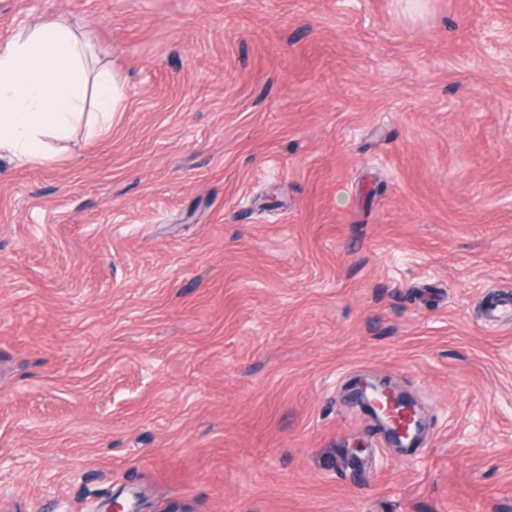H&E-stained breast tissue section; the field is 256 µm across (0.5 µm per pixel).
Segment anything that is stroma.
<instances>
[{
  "mask_svg": "<svg viewBox=\"0 0 512 512\" xmlns=\"http://www.w3.org/2000/svg\"><path fill=\"white\" fill-rule=\"evenodd\" d=\"M53 19L126 99L0 160V512H512V0Z\"/></svg>",
  "mask_w": 512,
  "mask_h": 512,
  "instance_id": "1",
  "label": "stroma"
}]
</instances>
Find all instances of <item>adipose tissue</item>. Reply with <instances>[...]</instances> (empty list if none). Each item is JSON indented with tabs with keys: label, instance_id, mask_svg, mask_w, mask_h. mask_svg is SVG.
<instances>
[{
	"label": "adipose tissue",
	"instance_id": "adipose-tissue-1",
	"mask_svg": "<svg viewBox=\"0 0 512 512\" xmlns=\"http://www.w3.org/2000/svg\"><path fill=\"white\" fill-rule=\"evenodd\" d=\"M85 66L84 45L60 21L38 24L0 44V155L22 164L47 159V137L66 140L91 94L98 104L96 128H110L124 88L110 69L99 68L90 78Z\"/></svg>",
	"mask_w": 512,
	"mask_h": 512
}]
</instances>
